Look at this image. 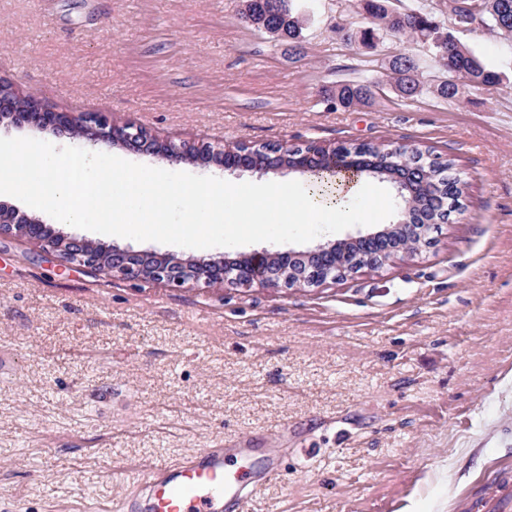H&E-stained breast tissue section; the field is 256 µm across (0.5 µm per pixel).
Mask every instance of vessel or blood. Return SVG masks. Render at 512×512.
Here are the masks:
<instances>
[{"instance_id": "b4317fda", "label": "vessel or blood", "mask_w": 512, "mask_h": 512, "mask_svg": "<svg viewBox=\"0 0 512 512\" xmlns=\"http://www.w3.org/2000/svg\"><path fill=\"white\" fill-rule=\"evenodd\" d=\"M248 466L227 467L224 451L210 448L188 453L170 465L151 469L141 489L150 512H221L235 504L255 473L272 475L280 468L275 451H244Z\"/></svg>"}]
</instances>
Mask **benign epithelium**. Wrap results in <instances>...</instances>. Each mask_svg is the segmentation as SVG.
Instances as JSON below:
<instances>
[{
  "label": "benign epithelium",
  "instance_id": "obj_1",
  "mask_svg": "<svg viewBox=\"0 0 512 512\" xmlns=\"http://www.w3.org/2000/svg\"><path fill=\"white\" fill-rule=\"evenodd\" d=\"M15 85L0 78V112H15L14 103L6 92ZM27 111L19 118L11 119L15 125L30 124L38 129L60 135L69 133L76 125L88 127V144L92 146H120L126 149H145V130L133 121L117 122L110 112H87L75 114L50 108L37 99L28 98ZM196 148L190 142L166 143L158 152L173 164L187 162V157ZM193 164L204 169L216 166L222 170H248L254 172H303L315 174L324 164L320 145L310 142L288 148L283 145L259 147L241 146L224 158V146L208 147V154L200 156ZM396 212L399 220L383 229L350 236L332 244H323L308 252H293L281 249L254 251L235 261L220 258L188 259L173 265L166 262L167 256L152 253H138L130 250L111 248L112 266H102L99 255L94 251H75L71 246L77 239L59 232H53L36 219L19 214L15 209L1 205L0 223L5 216L21 218L31 225L33 232L28 237L41 243L43 254L56 259L60 266L83 273H104L110 277L138 284L141 282H165L173 288L187 283L209 286L224 283L232 287H248L253 284L284 288H305L334 282L345 276L348 270L336 264V253L346 250L359 242L368 249L366 262L382 266L394 253H417L415 240L422 238L426 224H413L406 216L413 203L403 185L395 181Z\"/></svg>",
  "mask_w": 512,
  "mask_h": 512
}]
</instances>
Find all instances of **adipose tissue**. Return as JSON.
Here are the masks:
<instances>
[{"mask_svg":"<svg viewBox=\"0 0 512 512\" xmlns=\"http://www.w3.org/2000/svg\"><path fill=\"white\" fill-rule=\"evenodd\" d=\"M27 158V153L0 147V193L19 192L18 177L33 174L35 186L23 194L29 206L54 208L61 224H85L93 219L119 232H134L143 224H166L176 214L198 236L213 234L220 227L236 232L242 225L272 219L300 224L312 215L336 214L362 192L360 180L340 178L327 201L315 193L291 198L282 188L268 187L256 192V204L236 200L228 206L224 186L218 182L177 187L140 169L102 168L94 155L66 147L42 158L35 170Z\"/></svg>","mask_w":512,"mask_h":512,"instance_id":"adipose-tissue-1","label":"adipose tissue"}]
</instances>
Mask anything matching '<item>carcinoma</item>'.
<instances>
[{
  "mask_svg": "<svg viewBox=\"0 0 512 512\" xmlns=\"http://www.w3.org/2000/svg\"><path fill=\"white\" fill-rule=\"evenodd\" d=\"M366 13L368 26L360 30V40L373 43L384 36L396 43H415L426 49V55L434 59L439 69L446 73V79L434 87L436 97L450 102L460 94V84L451 76L463 80L470 87L491 86L500 81V74L489 69L483 60L461 38H456L440 46L433 45L438 40L439 30L444 28L445 20L428 10L426 0H413L406 7H396L397 16L387 10L391 0H361ZM497 17L489 22V32L512 38V0H492ZM243 16L250 25L275 38H286L295 54L303 51V20L295 0H245ZM389 69L394 75L393 88L405 99L421 96L428 88L416 78L419 60L405 52H398L389 61ZM373 97L372 88L367 81L347 80L336 84L329 96L331 102L339 107L350 108L356 105L366 106ZM324 155L340 156V160H350V165L361 170V176H372L391 181L392 174L403 176L408 169L417 168L424 172L420 181L413 182L415 196L410 219L413 222H438L448 218L445 209L452 208L456 199L447 198V206L435 205V194L448 193L449 170L452 160H446V167L423 166L421 158L415 154L403 153L397 159L399 166L386 165L390 153L385 147L370 143L351 144L345 153H339L336 147L322 148Z\"/></svg>",
  "mask_w": 512,
  "mask_h": 512,
  "instance_id": "carcinoma-1",
  "label": "carcinoma"
}]
</instances>
